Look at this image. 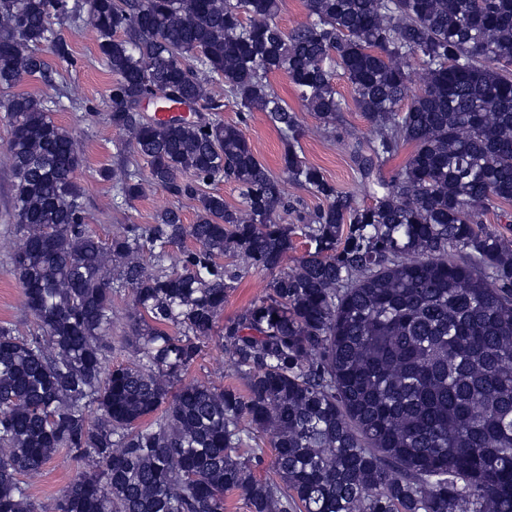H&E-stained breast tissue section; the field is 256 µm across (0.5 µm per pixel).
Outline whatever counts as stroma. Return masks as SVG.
Returning <instances> with one entry per match:
<instances>
[{
  "label": "stroma",
  "instance_id": "obj_1",
  "mask_svg": "<svg viewBox=\"0 0 512 512\" xmlns=\"http://www.w3.org/2000/svg\"><path fill=\"white\" fill-rule=\"evenodd\" d=\"M53 28L67 42L71 58L63 61L53 55L49 47L41 49L60 88L59 98L51 104V115L57 124L69 129L74 136V146L82 160L77 181L97 237L107 242L125 225L153 223L160 211L176 203L182 208L185 223H194L193 202L175 201L165 190L151 184L146 185L142 197L131 204L113 202L111 182L99 175L100 170L116 167L120 161L122 136L112 125L108 98L112 74L99 57L98 35L94 29L61 20L54 21ZM368 129L369 122L363 112L353 107L343 113L334 136L316 135L301 142L305 160L320 167L337 188L354 194L361 202L367 201L368 196L343 143L350 136H364ZM245 133L256 157L272 173H279L283 143L265 113H253ZM9 138L10 125L0 117V323H11L19 332L25 333L32 329L33 322L22 307L21 289L11 273L12 261L7 246L13 236V226L9 222L12 208V172L7 152ZM133 324L134 307L130 292L114 296L112 336L117 343L112 352L113 361L125 364L138 362L140 355L135 347L118 343L120 337L131 333ZM189 375L241 392L246 389L244 376L234 371L231 358L216 335L206 341ZM76 471L75 462L61 451L32 480L29 492L41 503L43 512H54L57 498Z\"/></svg>",
  "mask_w": 512,
  "mask_h": 512
}]
</instances>
